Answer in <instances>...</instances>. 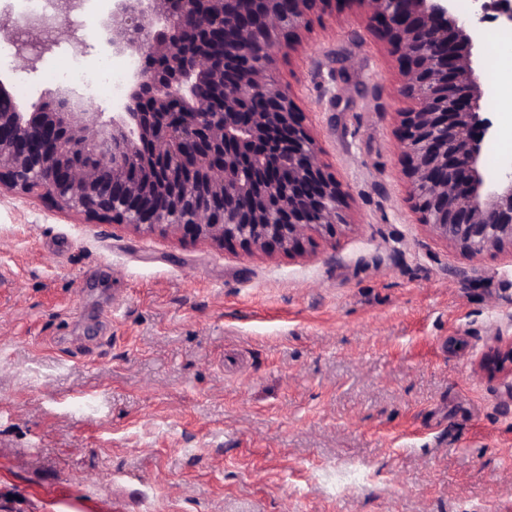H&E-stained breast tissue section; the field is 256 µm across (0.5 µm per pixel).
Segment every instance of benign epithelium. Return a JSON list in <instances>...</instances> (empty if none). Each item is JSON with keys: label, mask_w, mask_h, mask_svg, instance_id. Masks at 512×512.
<instances>
[{"label": "benign epithelium", "mask_w": 512, "mask_h": 512, "mask_svg": "<svg viewBox=\"0 0 512 512\" xmlns=\"http://www.w3.org/2000/svg\"><path fill=\"white\" fill-rule=\"evenodd\" d=\"M112 0L101 47L126 61L119 112H87L76 91L44 89L28 108L0 82V195L48 201L90 224L169 232L252 253L300 252L344 223L348 191L321 160L304 112L273 77L312 17L335 0ZM396 57L405 176L419 222L472 256L512 251V160L493 180L482 148L498 130L472 49L512 0H348ZM86 0H54L56 34L31 48L10 24L20 68L85 41L69 20ZM512 376V342L478 363Z\"/></svg>", "instance_id": "7a95c632"}]
</instances>
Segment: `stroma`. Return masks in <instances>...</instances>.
Masks as SVG:
<instances>
[{
    "instance_id": "35a3bbf8",
    "label": "stroma",
    "mask_w": 512,
    "mask_h": 512,
    "mask_svg": "<svg viewBox=\"0 0 512 512\" xmlns=\"http://www.w3.org/2000/svg\"><path fill=\"white\" fill-rule=\"evenodd\" d=\"M110 8L87 2L86 73L124 67L99 48ZM497 51H473L491 177L512 142ZM273 76L350 192L303 253L0 197V512H512V377L477 370L512 342V252L418 223L398 64L350 7Z\"/></svg>"
}]
</instances>
